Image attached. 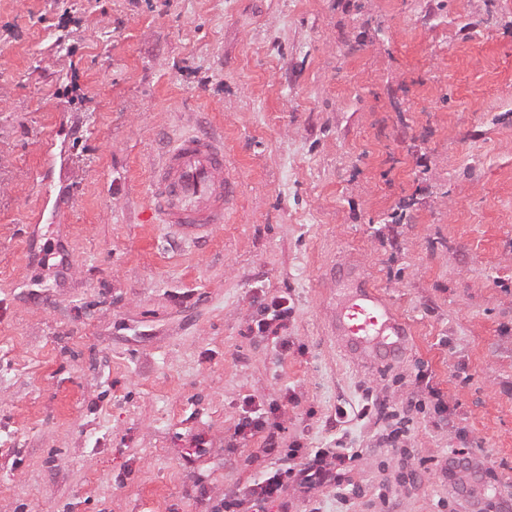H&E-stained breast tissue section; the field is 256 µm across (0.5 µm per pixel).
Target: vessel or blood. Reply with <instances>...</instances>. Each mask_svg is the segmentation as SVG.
Masks as SVG:
<instances>
[{
    "mask_svg": "<svg viewBox=\"0 0 512 512\" xmlns=\"http://www.w3.org/2000/svg\"><path fill=\"white\" fill-rule=\"evenodd\" d=\"M150 202L163 223L192 231L224 221V147L209 135H182L151 174ZM336 333L346 346L364 349L378 343L401 347L404 323L375 287L349 295L338 315Z\"/></svg>",
    "mask_w": 512,
    "mask_h": 512,
    "instance_id": "1",
    "label": "vessel or blood"
}]
</instances>
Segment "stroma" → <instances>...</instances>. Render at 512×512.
<instances>
[{
  "instance_id": "35a3bbf8",
  "label": "stroma",
  "mask_w": 512,
  "mask_h": 512,
  "mask_svg": "<svg viewBox=\"0 0 512 512\" xmlns=\"http://www.w3.org/2000/svg\"><path fill=\"white\" fill-rule=\"evenodd\" d=\"M0 43V512H251L249 411L348 450L268 512H479L455 450L512 494V0H0ZM186 133L191 240L148 199ZM353 273L402 350L337 339ZM150 202L163 224L193 231L224 221V145L182 135L151 174Z\"/></svg>"
}]
</instances>
